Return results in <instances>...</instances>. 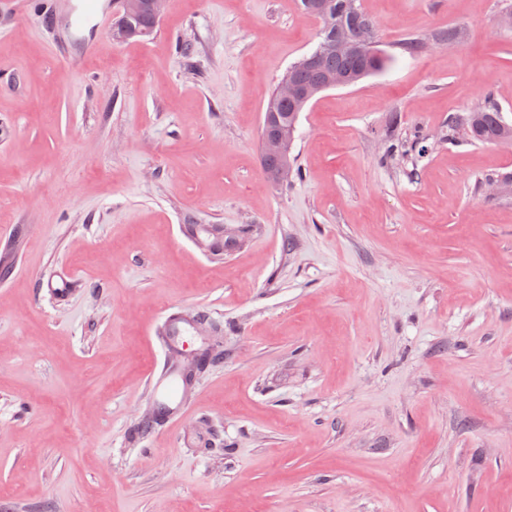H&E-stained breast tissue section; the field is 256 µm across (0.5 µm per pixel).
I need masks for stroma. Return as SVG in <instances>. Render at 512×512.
<instances>
[{"label": "stroma", "instance_id": "1", "mask_svg": "<svg viewBox=\"0 0 512 512\" xmlns=\"http://www.w3.org/2000/svg\"><path fill=\"white\" fill-rule=\"evenodd\" d=\"M360 4L394 60L308 104L284 186L260 131L318 42L298 0H167L67 61L64 14H0V512H512V195L480 190L512 146L443 136L489 96L512 120V0ZM190 219L257 232L215 257ZM170 309L219 334L171 423ZM149 385L159 410H164L167 418L184 410L185 379L178 366L172 362L165 363L151 374Z\"/></svg>", "mask_w": 512, "mask_h": 512}]
</instances>
